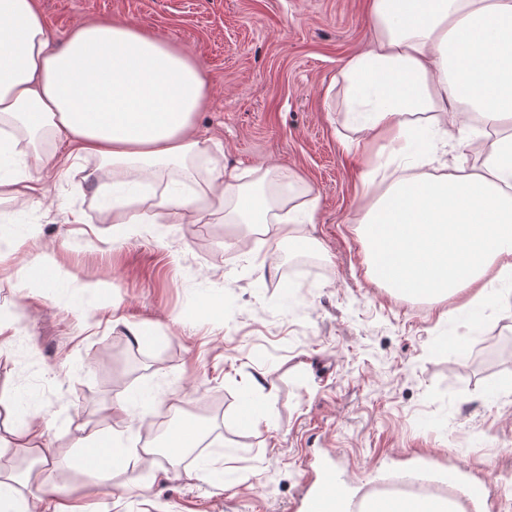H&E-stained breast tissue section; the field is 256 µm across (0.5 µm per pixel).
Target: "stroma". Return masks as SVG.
<instances>
[{"label": "stroma", "mask_w": 512, "mask_h": 512, "mask_svg": "<svg viewBox=\"0 0 512 512\" xmlns=\"http://www.w3.org/2000/svg\"><path fill=\"white\" fill-rule=\"evenodd\" d=\"M36 3L54 45L83 20H109L197 62L209 86L199 177L273 166L291 197L318 199L293 244L275 226L247 238L219 219L116 224L92 191L100 161L51 145L39 203L0 205L19 227L0 238V429L40 425L55 460L45 489L100 512H295L307 464L324 457L359 499L421 474L432 495L461 500V480L488 477L492 496L464 512H512V284L488 279L474 314L463 298L407 299L366 274L358 221L400 173L385 140L344 112L341 73L372 35L367 0ZM490 141L449 127L447 147L413 172L478 170ZM371 165L387 174L366 185ZM37 258L56 280L21 285ZM248 410L259 419L241 424ZM187 418L215 470L190 454L106 477L74 463L89 431L155 448Z\"/></svg>", "instance_id": "35a3bbf8"}]
</instances>
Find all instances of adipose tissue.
<instances>
[{"mask_svg": "<svg viewBox=\"0 0 512 512\" xmlns=\"http://www.w3.org/2000/svg\"><path fill=\"white\" fill-rule=\"evenodd\" d=\"M371 42L342 77L346 112L360 131L387 139L407 157L410 135L436 153L447 117L461 101L496 134L480 173L399 177L360 221L368 274L394 293L438 303L480 286L489 272L512 274V0H370ZM206 79L175 44L125 23L85 22L52 47L35 0H0V158L26 156L29 171L0 177V204L38 196L32 169L62 137L111 168L95 185L111 197L116 224H154L161 212L184 223L254 228L273 224L295 242L297 226L313 223L315 200L293 205L265 188L276 168L201 179L207 153L194 132L208 98ZM177 169L154 201L121 193L129 183ZM93 471L135 470L146 448L116 447L112 434L81 438ZM39 476L0 473V512H95L68 495L33 494Z\"/></svg>", "mask_w": 512, "mask_h": 512, "instance_id": "adipose-tissue-1", "label": "adipose tissue"}]
</instances>
